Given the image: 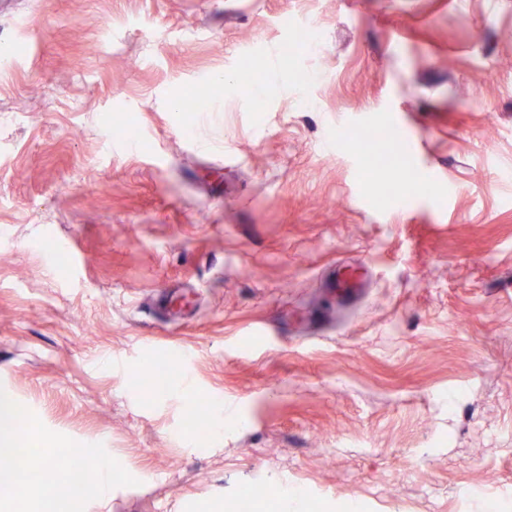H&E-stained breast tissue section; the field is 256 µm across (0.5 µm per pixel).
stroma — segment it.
I'll use <instances>...</instances> for the list:
<instances>
[{
  "instance_id": "35a3bbf8",
  "label": "stroma",
  "mask_w": 512,
  "mask_h": 512,
  "mask_svg": "<svg viewBox=\"0 0 512 512\" xmlns=\"http://www.w3.org/2000/svg\"><path fill=\"white\" fill-rule=\"evenodd\" d=\"M290 44L268 83L261 47ZM352 121L415 156L367 176ZM174 353L166 394L130 390ZM1 393L32 447L111 458L88 512H233L256 483L307 512H512V0L0 11ZM192 396L244 426L198 438ZM15 474L0 512H68L67 467Z\"/></svg>"
}]
</instances>
